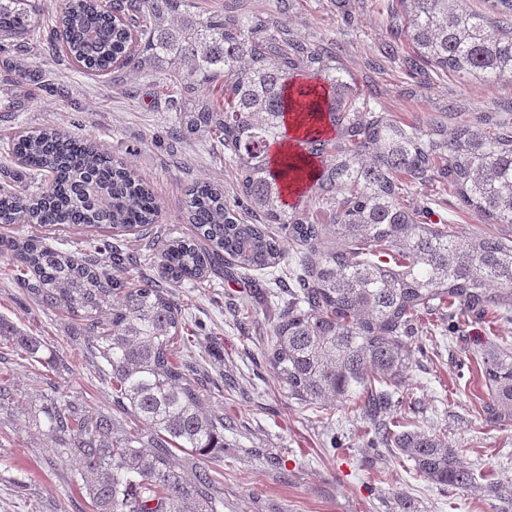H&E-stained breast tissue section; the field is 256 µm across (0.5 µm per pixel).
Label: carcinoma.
<instances>
[{"label":"carcinoma","instance_id":"obj_1","mask_svg":"<svg viewBox=\"0 0 512 512\" xmlns=\"http://www.w3.org/2000/svg\"><path fill=\"white\" fill-rule=\"evenodd\" d=\"M60 29L51 51L79 68L110 73L148 64L186 92L207 96L179 113L182 132L219 134L240 177L247 224L224 200V189L197 183L188 193L196 236L162 244L165 279H202L224 266H280L303 246L302 295L270 334L269 366L288 392L310 403H356L368 419L392 404L406 379L412 349L408 330L424 309L455 306L461 314L497 308L512 313V240H460L447 225L427 224L407 208L403 193L431 180L448 185L488 224H512V130L463 124L448 131L444 115L423 126L389 119L369 108L352 77L322 47L299 40L278 17L226 11L208 15L192 0H59ZM498 18L467 0H396L400 34L413 56L471 84L512 81V0H498ZM31 0H0V38L41 39ZM301 76L322 79L332 94L296 108L308 94ZM219 94V99L208 96ZM308 131L300 154L273 162L287 139L289 114ZM329 125L336 137L323 135ZM20 179L0 185V226L35 224L123 236L155 223L149 187L88 139L53 128L0 136ZM308 177L330 224H311L286 200L289 186ZM277 224L287 237L274 232ZM334 246H324L325 239ZM20 272L42 306L63 309L92 337L90 351L107 368L112 406L133 426L90 406L52 405L43 435L65 436L60 457L75 463L95 512H219L224 500L205 467L191 476L173 450L200 455L224 447V415L204 409L189 366L173 344L185 321L167 289L153 280L131 287L112 274L131 257L112 250L76 259L37 235L0 233V255ZM25 359L43 348L35 336L0 317V338ZM491 400L485 414L512 420V352L499 351L485 368ZM399 454L433 482L465 491L475 474L460 450L421 429L392 440Z\"/></svg>","mask_w":512,"mask_h":512}]
</instances>
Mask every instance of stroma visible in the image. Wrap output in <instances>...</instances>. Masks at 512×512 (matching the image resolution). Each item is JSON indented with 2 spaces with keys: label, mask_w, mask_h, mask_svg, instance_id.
<instances>
[{
  "label": "stroma",
  "mask_w": 512,
  "mask_h": 512,
  "mask_svg": "<svg viewBox=\"0 0 512 512\" xmlns=\"http://www.w3.org/2000/svg\"><path fill=\"white\" fill-rule=\"evenodd\" d=\"M207 14L225 7L286 20L292 34L326 48L370 99L373 111L409 125L437 112L449 126L494 117L512 126V82L477 88L427 65L409 70L408 46H395L388 10L392 0H195ZM13 63H36L50 76L19 94L13 73L0 66V133L53 126L93 136L98 148L132 167L160 203L154 224L121 237L140 257L127 280L158 279L162 241L190 237L187 194L198 182L218 183L239 217L251 213L238 187L236 166L216 138L179 135L177 113L195 97L165 84L148 67L88 75L47 44L7 40ZM406 205L428 223L447 225L459 238L491 235L512 240V224H488L439 184L411 191ZM15 236L40 235L56 249L93 255L103 238L88 242L68 228L8 227ZM180 305L194 343L183 359L195 372L204 406L224 416V445L205 456L176 452L185 472L208 468L222 512H512V420L489 423L482 359L512 349V317L437 308L421 312L408 339L412 367L382 420L404 421L446 437L473 468L476 483L461 491L417 474L393 445L348 404L317 411L291 396L264 355L274 324L287 309L294 284L273 268H233L196 281H164ZM0 316L43 341L36 362L18 359L0 339V372L14 387L12 406L0 409V512H93L58 441L43 436L34 410L47 393L58 402L94 404L110 411L112 390L86 349L76 322L40 306L21 285L8 256H0Z\"/></svg>",
  "instance_id": "1"
}]
</instances>
